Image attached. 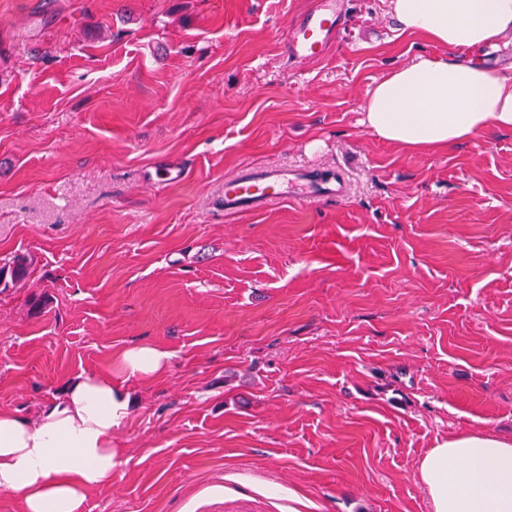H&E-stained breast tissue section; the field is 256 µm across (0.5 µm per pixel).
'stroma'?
<instances>
[{
    "label": "stroma",
    "mask_w": 512,
    "mask_h": 512,
    "mask_svg": "<svg viewBox=\"0 0 512 512\" xmlns=\"http://www.w3.org/2000/svg\"><path fill=\"white\" fill-rule=\"evenodd\" d=\"M343 3L291 62L318 0H0V265L30 259L0 287V409L170 354L125 381V462L85 512H431L428 449L512 439V133L377 138L375 81L447 50ZM310 164L348 196L225 213V178ZM339 0H320L318 6L296 21L287 33L288 57L315 59L334 43L345 26V18L338 8Z\"/></svg>",
    "instance_id": "obj_1"
}]
</instances>
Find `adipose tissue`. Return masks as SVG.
<instances>
[{"instance_id":"adipose-tissue-1","label":"adipose tissue","mask_w":512,"mask_h":512,"mask_svg":"<svg viewBox=\"0 0 512 512\" xmlns=\"http://www.w3.org/2000/svg\"><path fill=\"white\" fill-rule=\"evenodd\" d=\"M400 31L447 48L389 71L369 91L362 125L410 154L447 151L495 129L512 132V74L461 58L512 37V0H389ZM170 354L152 344L120 352L108 374H80L36 422L0 410V490L22 512H82L112 484L124 452L112 433L130 414V378H157ZM431 512H512V441L484 431L450 436L418 469Z\"/></svg>"}]
</instances>
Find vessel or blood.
<instances>
[{"label":"vessel or blood","mask_w":512,"mask_h":512,"mask_svg":"<svg viewBox=\"0 0 512 512\" xmlns=\"http://www.w3.org/2000/svg\"><path fill=\"white\" fill-rule=\"evenodd\" d=\"M345 26L338 0H320L318 6L296 21L287 33L289 57L315 59L334 43ZM347 194L340 170L319 167L244 169L224 181V210H260L275 202L313 198L338 201Z\"/></svg>","instance_id":"obj_1"}]
</instances>
